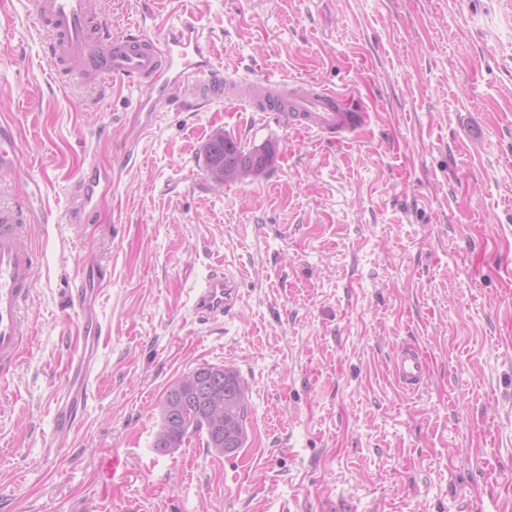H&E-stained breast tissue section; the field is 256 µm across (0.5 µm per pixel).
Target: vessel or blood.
I'll use <instances>...</instances> for the list:
<instances>
[{"instance_id": "1", "label": "vessel or blood", "mask_w": 512, "mask_h": 512, "mask_svg": "<svg viewBox=\"0 0 512 512\" xmlns=\"http://www.w3.org/2000/svg\"><path fill=\"white\" fill-rule=\"evenodd\" d=\"M33 25L41 36L46 61L62 78H76L100 91L119 84L137 89L138 109L144 118L172 109L173 91L190 89L203 101L235 100L247 96L255 111L273 113L284 126L315 133L323 142L347 144L370 121L365 106L312 79L264 77L241 89L214 56L209 34L198 18L187 14L163 24L159 38L140 26L122 32L112 29L106 9L90 0H29ZM18 129L0 120V172L24 170L17 148ZM112 191V172L93 154H85L80 174L69 186L68 223L92 222ZM34 216L32 203L0 205V376L5 375L28 336L23 311L31 297L36 259L27 226ZM107 284V272L81 266L72 303L81 311L80 341L66 381L55 398L56 447H64L86 407V390L97 375L101 324L94 301ZM238 301L237 282L229 273L210 275L197 289L193 309L204 322L219 320ZM428 374L424 356L402 350L394 361V376L406 391H418Z\"/></svg>"}]
</instances>
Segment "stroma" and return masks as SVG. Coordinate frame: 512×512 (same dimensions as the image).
I'll list each match as a JSON object with an SVG mask.
<instances>
[{"instance_id": "stroma-1", "label": "stroma", "mask_w": 512, "mask_h": 512, "mask_svg": "<svg viewBox=\"0 0 512 512\" xmlns=\"http://www.w3.org/2000/svg\"><path fill=\"white\" fill-rule=\"evenodd\" d=\"M115 31L196 15L227 72L311 78L371 121L325 145L246 100L142 126L138 93L55 83L25 0H0V118L32 199V336L0 400V512H512V0H111ZM143 127L133 154L120 147ZM270 147L216 188V131ZM112 171L95 222L67 224L84 149ZM106 268L98 375L73 441L50 448L76 355L77 265ZM235 309L200 323L211 274ZM411 346L419 391L392 374ZM204 364L234 367L248 440L162 454L159 403ZM237 301L238 288L235 277L227 272L215 273L197 288L193 309L201 321L214 322L229 313ZM428 374V365L424 356L417 350H402L394 361V376L398 385L405 391H418Z\"/></svg>"}]
</instances>
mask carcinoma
Masks as SVG:
<instances>
[{
	"label": "carcinoma",
	"instance_id": "carcinoma-1",
	"mask_svg": "<svg viewBox=\"0 0 512 512\" xmlns=\"http://www.w3.org/2000/svg\"><path fill=\"white\" fill-rule=\"evenodd\" d=\"M272 161L271 150H249L222 131L213 134L205 146V170L218 185L261 175ZM198 370L215 373L213 385L186 391L177 380L160 402V423L154 438V448L160 453L182 447L192 427L206 434V447L218 455H231L247 441L246 388L238 372L211 364Z\"/></svg>",
	"mask_w": 512,
	"mask_h": 512
}]
</instances>
